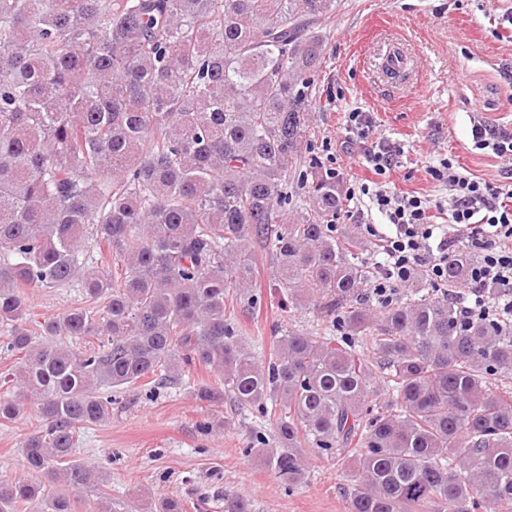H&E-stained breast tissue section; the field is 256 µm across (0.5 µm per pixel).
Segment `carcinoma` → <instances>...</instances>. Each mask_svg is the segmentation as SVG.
I'll return each instance as SVG.
<instances>
[{
    "label": "carcinoma",
    "mask_w": 512,
    "mask_h": 512,
    "mask_svg": "<svg viewBox=\"0 0 512 512\" xmlns=\"http://www.w3.org/2000/svg\"><path fill=\"white\" fill-rule=\"evenodd\" d=\"M335 11L0 0V352L22 388L0 376V420L35 408L33 474L90 484L79 434L110 419L112 393L209 368L192 395L263 418L245 452L288 486L308 455L344 454L348 512H512V320L464 321L421 269L377 302L367 240L336 232V176L302 169ZM101 246L110 275L85 268ZM258 248L288 313L309 305L315 329L288 320L243 341L231 305L261 307ZM473 266L459 247L445 286ZM74 283L90 305L31 328L28 290ZM43 502L71 512L69 495L0 476V512Z\"/></svg>",
    "instance_id": "carcinoma-1"
}]
</instances>
